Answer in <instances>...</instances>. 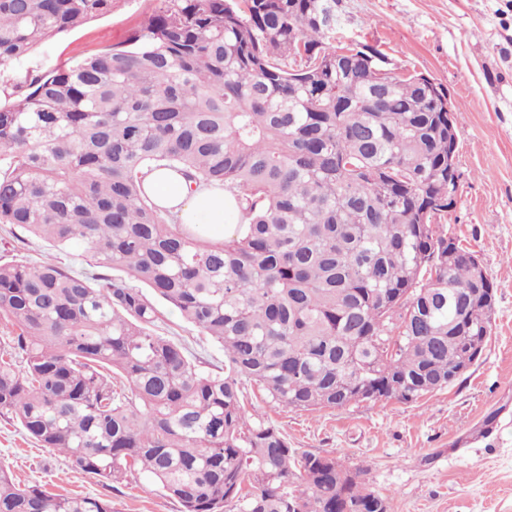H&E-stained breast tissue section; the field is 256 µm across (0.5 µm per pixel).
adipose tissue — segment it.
Instances as JSON below:
<instances>
[{"label": "adipose tissue", "mask_w": 512, "mask_h": 512, "mask_svg": "<svg viewBox=\"0 0 512 512\" xmlns=\"http://www.w3.org/2000/svg\"><path fill=\"white\" fill-rule=\"evenodd\" d=\"M145 196L177 224L196 226L215 237L233 235L238 211L220 184H192L165 166L153 168L143 179Z\"/></svg>", "instance_id": "obj_1"}]
</instances>
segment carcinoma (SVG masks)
<instances>
[{"mask_svg": "<svg viewBox=\"0 0 512 512\" xmlns=\"http://www.w3.org/2000/svg\"><path fill=\"white\" fill-rule=\"evenodd\" d=\"M115 0H0V224L95 273L0 263V414L103 482L147 476L180 512H389L363 470L296 453L248 403L342 409L448 386L487 344L496 290L448 235V93L329 42L336 0H163L127 39L51 71L36 47ZM221 182L211 241L144 197L153 164ZM454 260L448 261V253ZM175 309L224 350L156 334ZM0 512H112L22 488Z\"/></svg>", "mask_w": 512, "mask_h": 512, "instance_id": "obj_1", "label": "carcinoma"}]
</instances>
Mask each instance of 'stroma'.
Segmentation results:
<instances>
[{"instance_id": "35a3bbf8", "label": "stroma", "mask_w": 512, "mask_h": 512, "mask_svg": "<svg viewBox=\"0 0 512 512\" xmlns=\"http://www.w3.org/2000/svg\"><path fill=\"white\" fill-rule=\"evenodd\" d=\"M149 7L150 0H117L111 13L39 46L28 66L47 72L123 42ZM336 13L337 41L372 45L392 68L425 75L448 92L463 179L443 222L496 286L492 331L465 375L413 403L257 409L295 451L332 453L363 469L390 512H512V0H336ZM26 261L87 269L78 252L0 225V262ZM156 331L206 363H224L223 351L172 310ZM0 463L25 486L106 496L112 512L180 510L141 475L104 487L73 456L40 447L8 414H0Z\"/></svg>"}]
</instances>
